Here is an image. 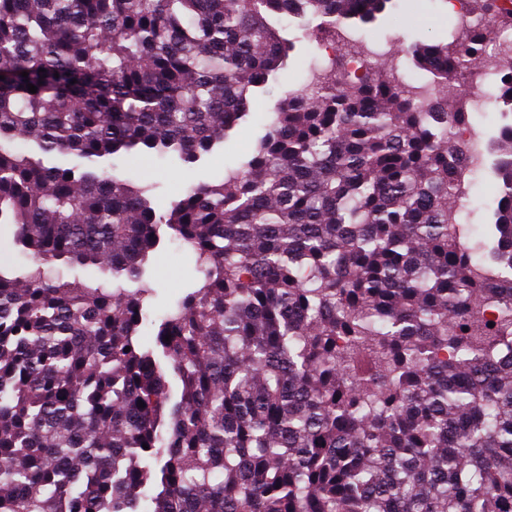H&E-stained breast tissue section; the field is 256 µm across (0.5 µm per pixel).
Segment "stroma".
<instances>
[{"instance_id":"35a3bbf8","label":"stroma","mask_w":512,"mask_h":512,"mask_svg":"<svg viewBox=\"0 0 512 512\" xmlns=\"http://www.w3.org/2000/svg\"><path fill=\"white\" fill-rule=\"evenodd\" d=\"M285 27L287 37L296 45L292 60L282 71L279 81L266 85L261 95L263 111L254 113L247 122L239 125L224 144L215 147L190 167L171 154H156L147 159L127 155L117 158V171L123 177L156 183L152 203L157 213H165L188 185L222 180L226 168L237 167L247 161L255 143L264 133L266 110L274 108L284 88L298 89L306 84L311 66L320 60L313 48L317 29L315 25L295 20L287 21ZM456 27V19L448 12L443 0H397L393 15L371 25L348 28L347 33L357 50L371 43L401 50L397 64H383L376 74L383 78L397 73L406 82L417 85L425 82L427 76L412 65L407 48L419 43L450 41ZM464 110L469 122L481 133L478 145L486 163H493L497 155L508 149L507 144L497 139L503 122L500 113H484L482 107L474 102L465 104ZM199 276L193 257L180 240L172 232H165L159 248L145 265L144 279L152 287L153 295L146 302L148 322L138 338L141 346L154 345L161 317L176 305L187 285Z\"/></svg>"}]
</instances>
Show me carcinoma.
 Returning a JSON list of instances; mask_svg holds the SVG:
<instances>
[{"instance_id":"1","label":"carcinoma","mask_w":512,"mask_h":512,"mask_svg":"<svg viewBox=\"0 0 512 512\" xmlns=\"http://www.w3.org/2000/svg\"><path fill=\"white\" fill-rule=\"evenodd\" d=\"M390 2L0 0V226L30 261L0 265V512H142L150 487L149 512H512V150L477 234L448 220L465 113L328 66L164 214L104 166L224 142L295 50L271 18ZM453 40L409 50L445 86L476 61ZM500 73L485 105L511 113ZM164 225L203 280L158 358L136 336Z\"/></svg>"}]
</instances>
